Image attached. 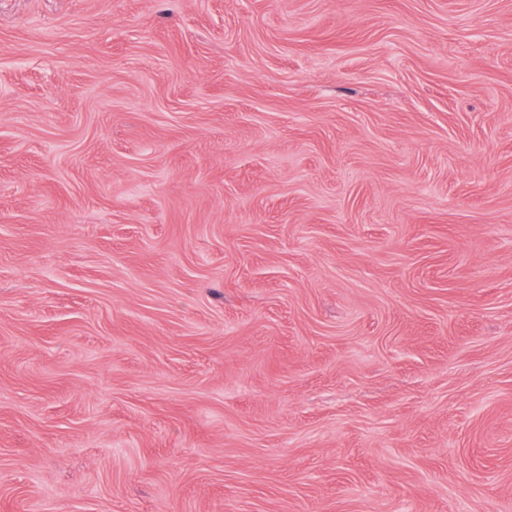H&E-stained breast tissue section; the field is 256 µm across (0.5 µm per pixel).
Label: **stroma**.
<instances>
[{
	"mask_svg": "<svg viewBox=\"0 0 512 512\" xmlns=\"http://www.w3.org/2000/svg\"><path fill=\"white\" fill-rule=\"evenodd\" d=\"M0 512H512V0H0Z\"/></svg>",
	"mask_w": 512,
	"mask_h": 512,
	"instance_id": "35a3bbf8",
	"label": "stroma"
}]
</instances>
